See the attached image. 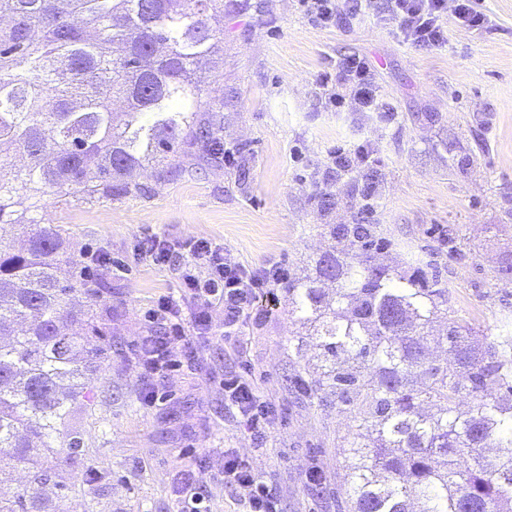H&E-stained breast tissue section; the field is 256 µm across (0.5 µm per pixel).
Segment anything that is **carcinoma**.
Listing matches in <instances>:
<instances>
[{
	"label": "carcinoma",
	"mask_w": 512,
	"mask_h": 512,
	"mask_svg": "<svg viewBox=\"0 0 512 512\" xmlns=\"http://www.w3.org/2000/svg\"><path fill=\"white\" fill-rule=\"evenodd\" d=\"M215 16L224 0H0V336L12 337L0 342V482L22 469L29 484L0 498V512H55L39 488L62 483L49 459L79 454L72 405L107 355L98 314L69 307L77 288L63 275L60 229L31 213L51 189L128 194L137 170L189 135L210 155L224 151L200 117L223 103H202L196 78L224 34ZM13 152L26 156L23 168ZM8 229L26 235L24 250L3 245ZM328 230L336 248L314 260L313 275L288 281V297L325 362L322 378L300 388L358 409L376 434L352 441L344 466L352 512H512V317L480 346L450 317L432 263L412 253L398 269L378 265L370 251L389 240L376 228ZM442 314L448 358L436 363L425 349ZM464 391L474 405L459 412Z\"/></svg>",
	"instance_id": "obj_1"
}]
</instances>
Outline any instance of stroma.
<instances>
[{
    "label": "stroma",
    "mask_w": 512,
    "mask_h": 512,
    "mask_svg": "<svg viewBox=\"0 0 512 512\" xmlns=\"http://www.w3.org/2000/svg\"><path fill=\"white\" fill-rule=\"evenodd\" d=\"M385 0L355 11L341 0L334 27L316 25L298 0H245L224 13L223 68L199 72L202 96L223 101L215 126L235 159L181 145L172 159L141 171L140 188L122 197L87 198L64 188L46 194L36 213L59 226L73 260L88 250L110 264L90 267L98 295L77 292L100 312L108 357L88 372L95 403L72 425L84 448L63 466L64 487H48L57 512H176L179 487L192 483L201 512H245L244 492L222 479L221 449H237L281 501L283 512H349L343 465L360 422L357 412L298 392L295 381L321 372L315 339L298 319L285 288L256 302L241 328L238 357L214 311L208 335L191 337L184 366L154 380V406L134 352L150 324L147 310L180 281L133 250L148 235L207 237L239 261L281 262L289 276L311 274L328 250V227L348 224L364 200L337 178L336 147H370L378 178L375 210L365 215L390 241L377 260L398 265L404 244L432 253L460 323L490 342L512 313V0H475L484 28L448 22V42L415 47L382 17ZM358 56L389 115L377 119L336 109L335 74ZM336 204L321 212L318 202ZM456 242L442 245L443 236ZM251 376L277 410L276 425L256 438L225 406L222 379ZM326 489L315 495L309 469Z\"/></svg>",
    "instance_id": "1"
}]
</instances>
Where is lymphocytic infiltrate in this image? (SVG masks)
Listing matches in <instances>:
<instances>
[{"label":"lymphocytic infiltrate","mask_w":512,"mask_h":512,"mask_svg":"<svg viewBox=\"0 0 512 512\" xmlns=\"http://www.w3.org/2000/svg\"><path fill=\"white\" fill-rule=\"evenodd\" d=\"M472 2L456 0V7L451 10L447 0H386V18L396 24L406 42L437 48L448 39V18L474 29L484 27L487 18ZM338 74L348 94L331 95L334 107L348 103L359 112L381 111L378 90L362 58L344 60L338 66ZM136 248L150 265H177L182 285L178 293L159 297L147 312L149 322L156 324L160 333L143 337L135 353L139 374L144 378L182 367L179 348L189 335L207 334L214 308L224 311L225 334L238 335L258 293L271 291L288 280L281 264H244L223 244L206 237L178 246L165 237L151 235L138 239ZM224 401L238 410L255 435L264 436L269 430L273 405L259 395L253 381L242 376L225 379ZM223 456L224 483L246 490L248 512H282L280 500L236 449H224Z\"/></svg>","instance_id":"f902f5d3"}]
</instances>
